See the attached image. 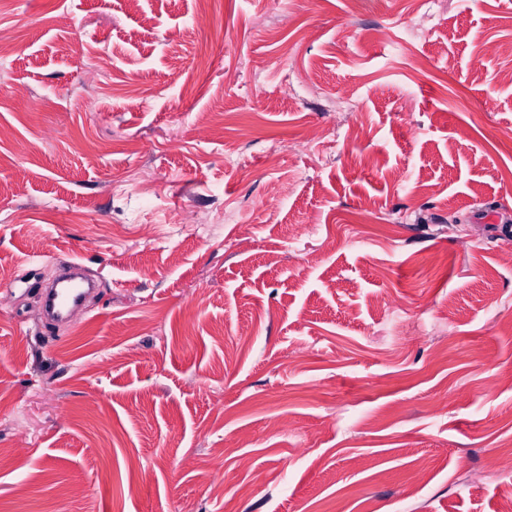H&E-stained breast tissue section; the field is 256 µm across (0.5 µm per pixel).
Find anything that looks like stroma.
Returning a JSON list of instances; mask_svg holds the SVG:
<instances>
[{
  "mask_svg": "<svg viewBox=\"0 0 512 512\" xmlns=\"http://www.w3.org/2000/svg\"><path fill=\"white\" fill-rule=\"evenodd\" d=\"M0 35V512H495L512 0H0ZM70 261L99 287L46 327Z\"/></svg>",
  "mask_w": 512,
  "mask_h": 512,
  "instance_id": "35a3bbf8",
  "label": "stroma"
}]
</instances>
